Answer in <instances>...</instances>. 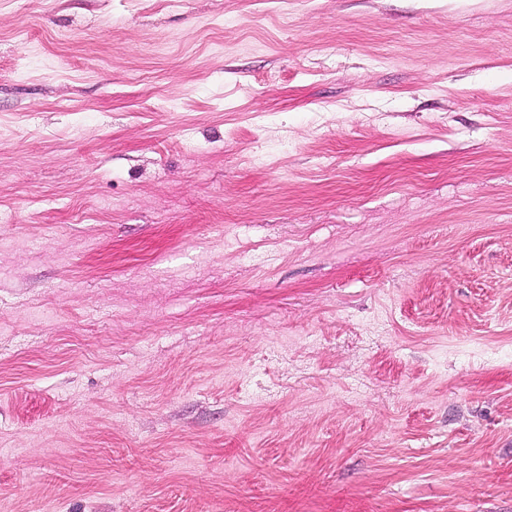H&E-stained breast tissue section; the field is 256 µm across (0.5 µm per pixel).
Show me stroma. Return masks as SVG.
<instances>
[{
  "mask_svg": "<svg viewBox=\"0 0 512 512\" xmlns=\"http://www.w3.org/2000/svg\"><path fill=\"white\" fill-rule=\"evenodd\" d=\"M0 512H512V0H0Z\"/></svg>",
  "mask_w": 512,
  "mask_h": 512,
  "instance_id": "1",
  "label": "stroma"
}]
</instances>
